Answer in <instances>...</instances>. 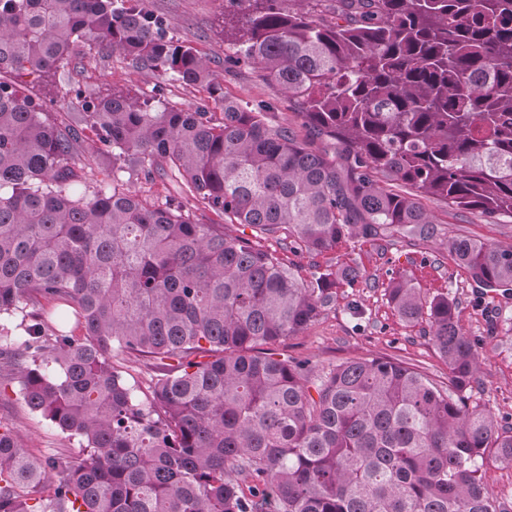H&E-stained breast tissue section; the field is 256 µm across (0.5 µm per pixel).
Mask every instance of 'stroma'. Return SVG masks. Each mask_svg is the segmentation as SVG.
Instances as JSON below:
<instances>
[{
    "mask_svg": "<svg viewBox=\"0 0 512 512\" xmlns=\"http://www.w3.org/2000/svg\"><path fill=\"white\" fill-rule=\"evenodd\" d=\"M148 9L161 15L171 36L192 46L206 58L224 87L226 97L252 107L268 108L272 120L298 135L306 129L287 96L262 81L248 64H225L230 51L221 32L224 0H146ZM164 84V100L177 107L196 106L206 99L205 90L179 82H161L157 75L134 68L123 55L85 51L73 56L54 76L34 79L35 93L47 100V109L66 119L82 109L84 99L109 88H129L151 95ZM134 190L152 195L180 197L187 210L205 224L221 223V216L205 209L163 177L145 184L136 173L123 175ZM438 223L440 234L430 241L383 238L347 244L324 255H296L303 278L324 271L326 266L346 262L358 264L366 281L354 288L339 289L336 302L317 321L298 335L276 344L277 352L309 361L315 369L367 357L385 356L413 367L437 383L448 381V366L434 348L426 323L402 321L388 304L384 289L392 273L411 277L424 292L448 293L457 303L459 324L464 333L480 338L481 385L474 402L489 406L499 426H512V290L487 291L474 282L469 272L455 265L447 243L455 238H472L493 245H512V219H490L479 212L451 208L433 198L422 200ZM0 422L19 434L29 454L43 457L74 455L80 440L68 436L49 420L31 412L18 394L17 383L0 391Z\"/></svg>",
    "mask_w": 512,
    "mask_h": 512,
    "instance_id": "1",
    "label": "stroma"
}]
</instances>
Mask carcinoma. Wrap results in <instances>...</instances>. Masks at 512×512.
Here are the masks:
<instances>
[{
  "mask_svg": "<svg viewBox=\"0 0 512 512\" xmlns=\"http://www.w3.org/2000/svg\"><path fill=\"white\" fill-rule=\"evenodd\" d=\"M281 2L227 0L226 63L287 93L320 151L225 97L145 0H0V383L82 444L34 458L0 422V512H509L482 468L512 467V430L470 400L480 356L448 294L402 274L385 288L402 320L427 321L446 386L380 357L316 372L270 346L361 278L333 265L304 281L280 233L293 254L427 240L423 195L512 219V0H336L317 19ZM80 48L202 87L221 112L91 98L105 187L89 195L79 131L20 81ZM127 165L224 223L131 191ZM449 250L479 284L512 286V246ZM126 354L156 371L144 400L112 362Z\"/></svg>",
  "mask_w": 512,
  "mask_h": 512,
  "instance_id": "cac0c4a2",
  "label": "carcinoma"
}]
</instances>
